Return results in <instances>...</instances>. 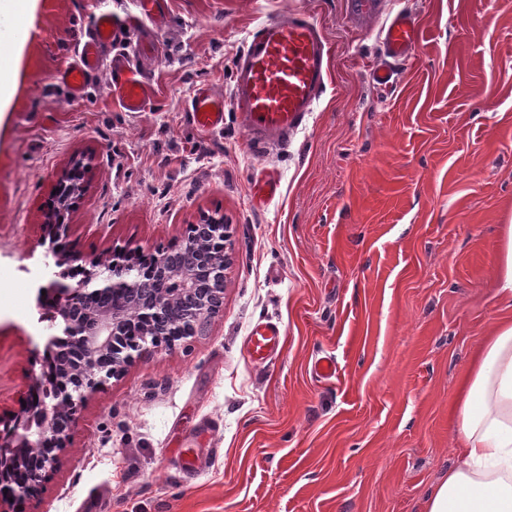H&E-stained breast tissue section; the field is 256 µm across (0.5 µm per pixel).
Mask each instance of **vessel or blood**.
Segmentation results:
<instances>
[{
	"instance_id": "1",
	"label": "vessel or blood",
	"mask_w": 512,
	"mask_h": 512,
	"mask_svg": "<svg viewBox=\"0 0 512 512\" xmlns=\"http://www.w3.org/2000/svg\"><path fill=\"white\" fill-rule=\"evenodd\" d=\"M346 16L358 28L370 19H381L378 36L389 63L375 68L372 80L381 87L392 85L398 76L393 62L412 60L419 48L418 17L388 11L386 0H346ZM126 24L116 14H99L93 30L76 45L72 61L54 73V82L64 86L72 99H80L89 78L102 67L104 48L125 40ZM329 58V44L314 16L296 11L266 20L238 60L231 99L197 87L189 104L192 121L206 132L223 129L224 105L229 102L243 116L251 149L263 151L287 142L313 112L329 79ZM110 78L112 93L125 111L147 110L153 98L151 85L137 67L113 60ZM281 335L276 324L255 325L246 341L249 358L269 359Z\"/></svg>"
}]
</instances>
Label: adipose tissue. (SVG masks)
I'll use <instances>...</instances> for the list:
<instances>
[{
  "instance_id": "ef3b65f1",
  "label": "adipose tissue",
  "mask_w": 512,
  "mask_h": 512,
  "mask_svg": "<svg viewBox=\"0 0 512 512\" xmlns=\"http://www.w3.org/2000/svg\"><path fill=\"white\" fill-rule=\"evenodd\" d=\"M501 316L476 347L451 411L458 461L426 512H512V224L496 260Z\"/></svg>"
}]
</instances>
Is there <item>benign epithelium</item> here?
I'll list each match as a JSON object with an SVG mask.
<instances>
[{
	"mask_svg": "<svg viewBox=\"0 0 512 512\" xmlns=\"http://www.w3.org/2000/svg\"><path fill=\"white\" fill-rule=\"evenodd\" d=\"M59 179L55 203L45 215L52 227L40 269L35 274L39 321L48 331L43 355L66 351L71 360L60 376L49 383L45 374L33 378L26 406L0 423V481L21 472L25 477L0 493V512L10 501L36 498L50 473L68 448L69 431L77 410L108 382L122 375L152 348L172 349L194 335L219 307L223 290L201 286L208 271L206 240L216 239L231 249L230 225L224 217L198 224V233L187 238L183 254L194 255L192 264L165 254L153 257L144 268L115 254L105 263L94 256L76 255L62 245L70 224L66 216L87 192V183ZM81 267L84 276L69 282L71 271ZM115 298L108 308L89 311L91 301Z\"/></svg>",
	"mask_w": 512,
	"mask_h": 512,
	"instance_id": "1",
	"label": "benign epithelium"
}]
</instances>
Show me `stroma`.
Returning <instances> with one entry per match:
<instances>
[{"instance_id": "obj_1", "label": "stroma", "mask_w": 512, "mask_h": 512, "mask_svg": "<svg viewBox=\"0 0 512 512\" xmlns=\"http://www.w3.org/2000/svg\"><path fill=\"white\" fill-rule=\"evenodd\" d=\"M423 37L399 82L371 81L377 26L345 0H167L133 44L155 89L125 111L110 72L80 100L53 83L104 9L136 0H32L0 107V417L19 407L46 340L33 270L56 175L91 152L70 218L76 249L178 247L203 215L233 228L223 303L175 349L137 360L82 406L60 467L16 512H424L455 463L448 411L498 312L499 227L512 222V0H388ZM303 11L331 48L307 124L248 151L241 116L197 129L189 99L231 96L266 20ZM272 169L281 194L254 205ZM260 322L281 344L251 362ZM334 359L335 377L312 371Z\"/></svg>"}]
</instances>
